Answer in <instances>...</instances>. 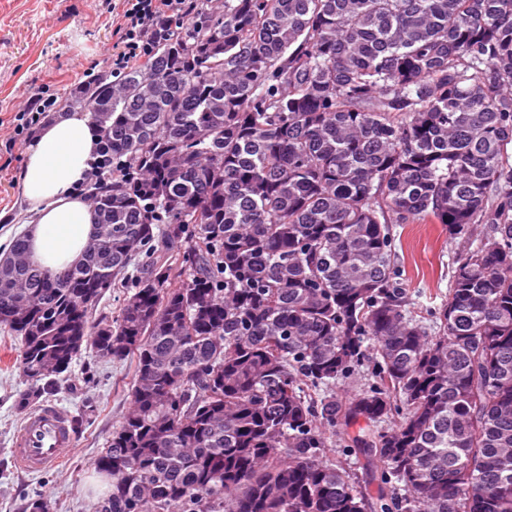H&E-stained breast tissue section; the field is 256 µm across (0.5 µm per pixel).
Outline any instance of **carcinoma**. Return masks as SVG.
<instances>
[{"instance_id":"1","label":"carcinoma","mask_w":512,"mask_h":512,"mask_svg":"<svg viewBox=\"0 0 512 512\" xmlns=\"http://www.w3.org/2000/svg\"><path fill=\"white\" fill-rule=\"evenodd\" d=\"M63 106L138 180L92 193L72 267L14 241L0 326L39 383L23 405L84 348L132 359L97 512H512V0H200ZM411 218L487 225L427 317L395 267ZM361 421L374 496L324 457ZM126 294L127 291L125 288H112L111 290L107 291L102 297L96 310L93 311L92 320H96L101 317H107L111 319V317L116 316Z\"/></svg>"}]
</instances>
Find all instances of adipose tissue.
<instances>
[{
  "instance_id": "adipose-tissue-1",
  "label": "adipose tissue",
  "mask_w": 512,
  "mask_h": 512,
  "mask_svg": "<svg viewBox=\"0 0 512 512\" xmlns=\"http://www.w3.org/2000/svg\"><path fill=\"white\" fill-rule=\"evenodd\" d=\"M97 128L72 112L47 125L26 149L18 181L30 219V261L53 271L80 262L97 228V216L75 192L88 168Z\"/></svg>"
}]
</instances>
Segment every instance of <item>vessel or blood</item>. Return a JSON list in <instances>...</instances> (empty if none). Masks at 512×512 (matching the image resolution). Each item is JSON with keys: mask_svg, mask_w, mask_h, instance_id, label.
Instances as JSON below:
<instances>
[{"mask_svg": "<svg viewBox=\"0 0 512 512\" xmlns=\"http://www.w3.org/2000/svg\"><path fill=\"white\" fill-rule=\"evenodd\" d=\"M75 445L72 421L58 405L49 403L31 411L13 437L14 466L40 474L62 465Z\"/></svg>", "mask_w": 512, "mask_h": 512, "instance_id": "obj_1", "label": "vessel or blood"}]
</instances>
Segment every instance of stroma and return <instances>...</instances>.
I'll return each mask as SVG.
<instances>
[{
  "label": "stroma",
  "instance_id": "35a3bbf8",
  "mask_svg": "<svg viewBox=\"0 0 512 512\" xmlns=\"http://www.w3.org/2000/svg\"><path fill=\"white\" fill-rule=\"evenodd\" d=\"M118 0H0V251L22 235L26 203L16 180L24 139L15 138L12 117L41 88L64 96L86 80V67L109 72L112 9ZM12 150H5L7 139ZM397 264L406 288L420 292L423 308L439 305L449 288L448 259L466 245L449 238L444 225L417 219L392 227ZM19 345L0 327V512H23L37 495L50 499L52 512H95L107 488L95 462L130 406L134 374L130 360L98 357L86 350L42 403L65 407L74 421L75 446L63 467L31 476L17 470L9 448L27 415L19 406L28 381L17 360ZM337 426L325 453L343 463L359 490L375 493L378 467L343 448Z\"/></svg>",
  "mask_w": 512,
  "mask_h": 512
}]
</instances>
